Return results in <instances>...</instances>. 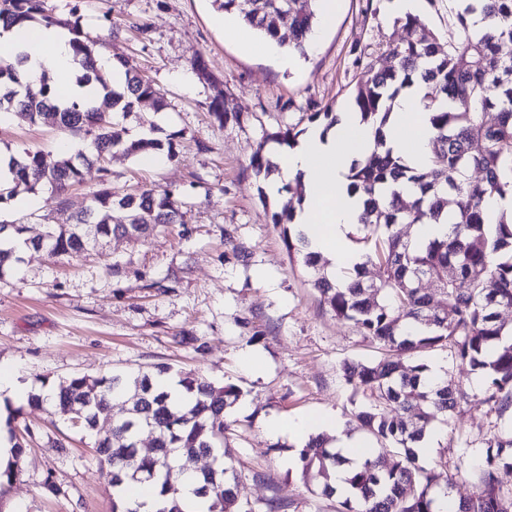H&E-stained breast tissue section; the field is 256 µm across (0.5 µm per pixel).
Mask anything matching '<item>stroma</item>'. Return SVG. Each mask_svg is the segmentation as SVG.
<instances>
[{"label": "stroma", "instance_id": "1", "mask_svg": "<svg viewBox=\"0 0 512 512\" xmlns=\"http://www.w3.org/2000/svg\"><path fill=\"white\" fill-rule=\"evenodd\" d=\"M56 17L78 18L107 43L102 59L120 53L153 81L167 107L140 106L131 134L174 138L178 157L142 165L140 157L112 156V190L169 188L186 196L184 223L149 238L117 236L99 250L49 260L26 254L0 277V363L23 385L39 387L115 369L147 371L167 363L241 392L229 410L227 443L236 459L241 503L264 512L267 500L285 512H335L336 502L309 490L291 466L293 442L271 437L270 416L331 412L346 419L354 393L343 379L345 360L372 361L379 351L353 324L323 307L300 264L290 263L271 215L284 202L249 164L266 134L308 125V113L334 105L353 109V92L366 67L406 34L391 0H336V19L317 50L288 70L276 59L243 52L214 21L212 0H51ZM213 76L199 81L195 57ZM223 97L239 112L221 124L209 111ZM48 124L0 117V149L57 152L73 145ZM99 187L96 169L63 195L42 189L0 208L4 220L24 219L32 233L43 224H71ZM243 246L240 259L234 245ZM260 356V371L242 355ZM427 367L447 368L468 397L448 419L436 421L435 448L424 467H438L460 499L475 490L474 466L494 435L512 430V415L497 416L480 399V374L459 366L450 349L427 352ZM33 436L18 479L0 493V512H112L113 490L99 473L93 438L51 408L25 411L11 422ZM53 479L60 489L43 488Z\"/></svg>", "mask_w": 512, "mask_h": 512}]
</instances>
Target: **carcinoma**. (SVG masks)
<instances>
[{
	"mask_svg": "<svg viewBox=\"0 0 512 512\" xmlns=\"http://www.w3.org/2000/svg\"><path fill=\"white\" fill-rule=\"evenodd\" d=\"M263 36L278 40L291 55L303 57L316 23V0H214ZM456 35L447 45L436 34L406 17L407 36L391 45L377 63L368 66L355 87L360 122L372 130L375 150L352 165L348 189L364 197L356 237L362 262L341 276L328 274L327 262L308 250L299 231L283 230L290 259L309 270L320 303L338 320L352 322L374 343L381 356L374 361L346 360L341 365L347 384L362 399L350 422L396 456L386 468L380 461L353 467L347 478L351 492L337 501L336 512H436L434 489L438 475L419 463L416 444L439 417L455 411L463 398L460 381L448 375L434 388L423 383L427 365L423 352L448 348L457 362L485 377L480 403L501 416L512 410V344L490 357L507 335L488 301L512 306V214L495 224L483 219L493 196H512V0H471L453 8ZM25 22L64 26L70 34L74 60L84 73L79 82L103 95L102 112L91 101L66 106L54 100L51 78L21 72L22 60H0V112L29 124L48 123L72 138L90 142L89 153L50 156L41 151L13 154L8 175H0V204L40 188L62 195L82 182L83 168L97 166L100 188L72 224H45L41 234L28 235L26 224L0 221V276L22 261L20 252L34 250L51 259L81 255L114 236L148 238L164 224L184 223L186 202L170 189L142 187L134 193L112 192L107 162L112 151L135 156L148 149L178 157L173 138L129 136L124 123L138 106L151 101L164 107L163 94L141 76L123 55L113 60L124 69L125 88H112L110 72L97 64L101 39L78 23L55 16L50 0H0V23ZM413 85L425 88L424 108L430 112L436 135L428 165L419 170L386 147L385 128L391 101ZM210 112L224 124L238 120L226 101L215 100ZM311 124L329 130L337 123L327 107L307 115ZM252 172L269 176L278 165L262 152L250 162ZM411 185L416 197L400 205L398 187ZM281 191L290 200L272 215L275 225L293 223L292 200H301L303 185L296 179ZM453 206L448 238L425 249L409 248L401 224L438 223ZM124 214L114 221V213ZM377 267L379 279L368 278ZM432 281L436 304L417 286ZM177 379L189 399L174 405L154 378ZM51 398L31 394L28 406L50 404L56 413L94 436L99 469L112 487L126 483H158L161 494L173 490L174 479L202 455L212 457L210 469L198 473L196 497L203 510L174 501L159 512H245L235 485L233 457L226 443L231 422L225 409L239 396L233 384L217 385L200 373H185L170 365L130 374L114 371L101 376L62 380ZM126 398L129 412L99 431L100 420L112 408V397ZM148 427L153 445L147 452L136 446L137 433ZM347 460L329 446L324 435L311 437L298 452V466L318 481L321 495L336 496V468ZM474 496L458 502L456 512H512V433L500 435L483 452Z\"/></svg>",
	"mask_w": 512,
	"mask_h": 512,
	"instance_id": "1",
	"label": "carcinoma"
}]
</instances>
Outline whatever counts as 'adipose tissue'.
Masks as SVG:
<instances>
[{
    "label": "adipose tissue",
    "mask_w": 512,
    "mask_h": 512,
    "mask_svg": "<svg viewBox=\"0 0 512 512\" xmlns=\"http://www.w3.org/2000/svg\"><path fill=\"white\" fill-rule=\"evenodd\" d=\"M26 59V70L34 75L52 74L57 98L68 103L81 100L90 93L79 84V70L68 35L54 25L32 24L10 29L0 28V58ZM434 135L429 115L423 109L422 91L411 87L396 98L389 117L386 143L396 155L421 168L427 163L429 145ZM371 131L358 121L342 119L330 130L310 129L294 146L277 149L279 173L269 185L277 191L280 183L302 180L306 198L295 213L298 224L308 240L310 251L329 259L333 272L353 269L361 258L349 233L362 208L359 196L348 190V174L354 161L372 152ZM270 435H288L296 447H303L311 434L324 431L336 439V447L351 464H360L369 457L366 439L347 434L343 422L332 414H309L293 419L271 418L267 424Z\"/></svg>",
    "instance_id": "adipose-tissue-1"
}]
</instances>
